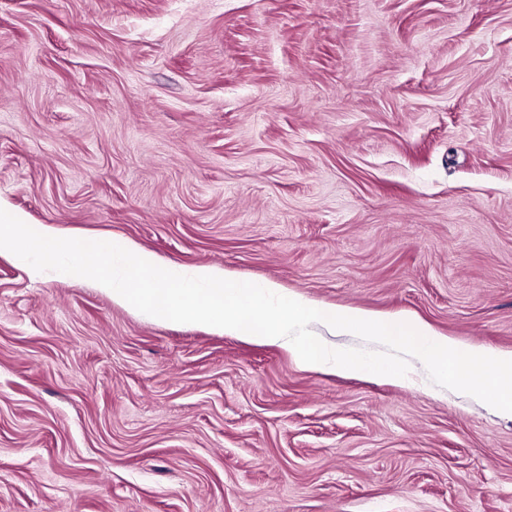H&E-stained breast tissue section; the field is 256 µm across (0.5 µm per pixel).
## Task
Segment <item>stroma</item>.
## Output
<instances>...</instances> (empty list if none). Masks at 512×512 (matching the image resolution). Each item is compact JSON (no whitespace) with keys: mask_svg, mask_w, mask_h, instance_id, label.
I'll use <instances>...</instances> for the list:
<instances>
[{"mask_svg":"<svg viewBox=\"0 0 512 512\" xmlns=\"http://www.w3.org/2000/svg\"><path fill=\"white\" fill-rule=\"evenodd\" d=\"M0 200L512 352V0H0ZM0 512H512V417L1 250Z\"/></svg>","mask_w":512,"mask_h":512,"instance_id":"35a3bbf8","label":"stroma"}]
</instances>
